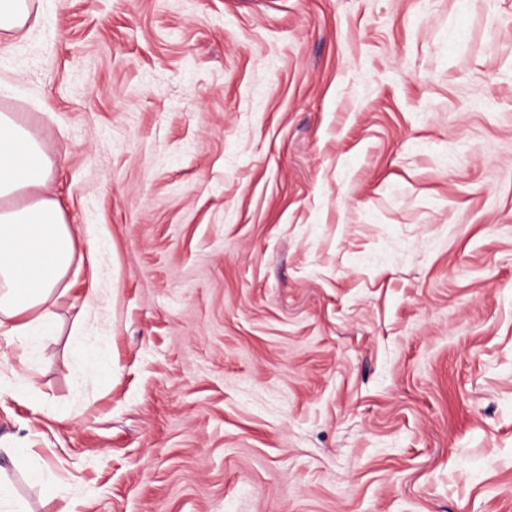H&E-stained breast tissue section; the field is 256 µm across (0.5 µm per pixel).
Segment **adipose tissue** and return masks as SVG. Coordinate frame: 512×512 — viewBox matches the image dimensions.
Here are the masks:
<instances>
[{
  "label": "adipose tissue",
  "mask_w": 512,
  "mask_h": 512,
  "mask_svg": "<svg viewBox=\"0 0 512 512\" xmlns=\"http://www.w3.org/2000/svg\"><path fill=\"white\" fill-rule=\"evenodd\" d=\"M54 161L12 113H0V338L29 351L56 326L55 293L78 239L45 188Z\"/></svg>",
  "instance_id": "adipose-tissue-1"
}]
</instances>
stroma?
Wrapping results in <instances>:
<instances>
[{
  "mask_svg": "<svg viewBox=\"0 0 512 512\" xmlns=\"http://www.w3.org/2000/svg\"><path fill=\"white\" fill-rule=\"evenodd\" d=\"M30 9L0 112L79 247L0 339L23 512H512V0ZM14 450L17 455L24 456L27 458L28 471H29L30 477L34 481L41 483L46 492L52 493V491H53L52 484L48 480H45V478H44V467H45L44 461L40 457L35 456L32 453H30L29 448L20 446V447L14 448Z\"/></svg>",
  "mask_w": 512,
  "mask_h": 512,
  "instance_id": "35a3bbf8",
  "label": "stroma"
}]
</instances>
